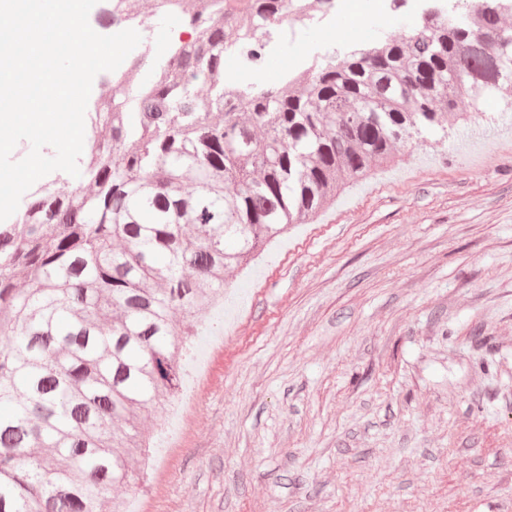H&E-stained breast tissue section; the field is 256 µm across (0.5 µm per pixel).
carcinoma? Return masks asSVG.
<instances>
[{
    "label": "carcinoma",
    "instance_id": "cac0c4a2",
    "mask_svg": "<svg viewBox=\"0 0 512 512\" xmlns=\"http://www.w3.org/2000/svg\"><path fill=\"white\" fill-rule=\"evenodd\" d=\"M226 2L178 0L191 40L148 82L134 65L135 97L92 118L93 194L40 188L0 225V512H129L112 488L148 459L133 428L178 392L225 272L512 78L494 69L496 20L480 6L240 103L225 92L224 45L242 37ZM244 7L259 27L279 0Z\"/></svg>",
    "mask_w": 512,
    "mask_h": 512
}]
</instances>
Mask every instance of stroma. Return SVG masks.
Listing matches in <instances>:
<instances>
[{"mask_svg":"<svg viewBox=\"0 0 512 512\" xmlns=\"http://www.w3.org/2000/svg\"><path fill=\"white\" fill-rule=\"evenodd\" d=\"M459 112L228 274L132 512H512V83Z\"/></svg>","mask_w":512,"mask_h":512,"instance_id":"35a3bbf8","label":"stroma"}]
</instances>
